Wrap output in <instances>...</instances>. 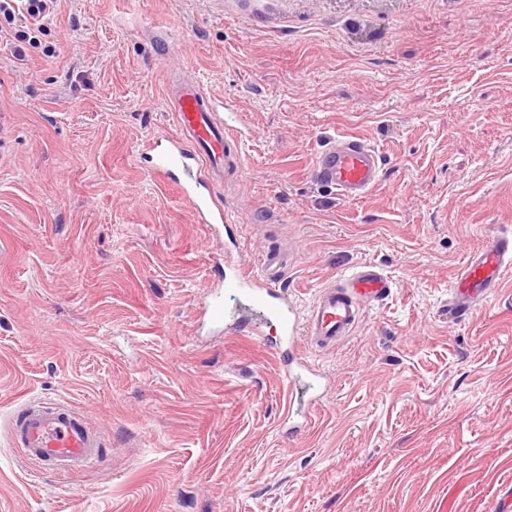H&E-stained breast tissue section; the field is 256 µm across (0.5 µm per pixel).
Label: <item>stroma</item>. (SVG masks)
<instances>
[{
    "label": "stroma",
    "mask_w": 512,
    "mask_h": 512,
    "mask_svg": "<svg viewBox=\"0 0 512 512\" xmlns=\"http://www.w3.org/2000/svg\"><path fill=\"white\" fill-rule=\"evenodd\" d=\"M48 26L26 62L0 42V512H498L512 282L457 321L448 281L512 232V0H60ZM188 78L243 114L220 193L301 305L365 262L396 283L313 352L319 409L257 337L197 329L224 238L138 155ZM337 134L385 156L356 202L310 176ZM26 400L80 412L102 463L31 470Z\"/></svg>",
    "instance_id": "1"
}]
</instances>
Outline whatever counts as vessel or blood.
Returning <instances> with one entry per match:
<instances>
[{
    "mask_svg": "<svg viewBox=\"0 0 512 512\" xmlns=\"http://www.w3.org/2000/svg\"><path fill=\"white\" fill-rule=\"evenodd\" d=\"M169 100L176 133L151 136L143 142L140 155L148 158L149 170L159 184L180 183L197 223L238 235L230 206L219 201L215 193L226 175L242 169L233 133L234 113L225 111L223 104L195 80L172 90ZM382 166V157L371 144L339 135L314 154L311 175L316 182L334 189L341 200L355 201L377 186ZM286 268L287 262L277 249H267L256 257L242 250L237 261L224 270L223 289L239 291L276 326V337L269 347L285 380L294 381L300 372H307L311 376L309 387L317 392L323 387V376L310 360L295 354L296 341L304 337L319 347L335 346L352 335L369 309L391 295L395 283L377 265L365 263L325 284L304 307L283 286ZM510 268L512 233L493 234L453 276L448 305L454 317H472L488 298L499 294ZM221 291L211 290L199 304L202 329L251 332L248 318L225 321ZM9 432L13 447L20 449L24 460L46 470L82 469L101 456L100 436L67 405L26 402L12 413Z\"/></svg>",
    "mask_w": 512,
    "mask_h": 512,
    "instance_id": "vessel-or-blood-1",
    "label": "vessel or blood"
}]
</instances>
